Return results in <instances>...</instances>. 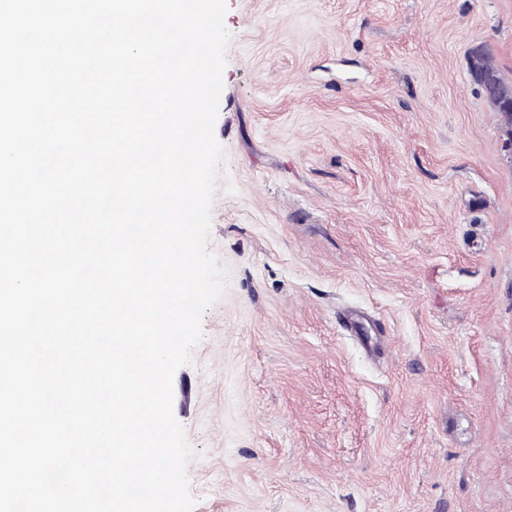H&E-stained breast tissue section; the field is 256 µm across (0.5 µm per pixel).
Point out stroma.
<instances>
[{"instance_id": "obj_1", "label": "stroma", "mask_w": 512, "mask_h": 512, "mask_svg": "<svg viewBox=\"0 0 512 512\" xmlns=\"http://www.w3.org/2000/svg\"><path fill=\"white\" fill-rule=\"evenodd\" d=\"M227 6L194 512H512V136L469 70L512 78V0ZM340 320L341 326L346 333L357 341L367 355L375 356L380 353L381 346L378 342V337L372 338L371 336H366L369 329L376 332L378 335L376 322L371 320L360 310H348L342 314ZM366 322H370L372 325Z\"/></svg>"}]
</instances>
